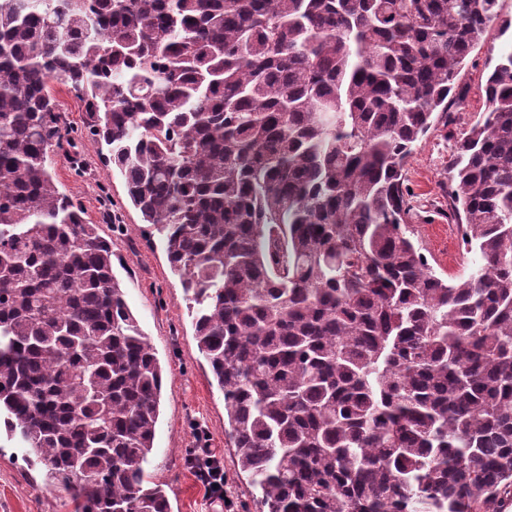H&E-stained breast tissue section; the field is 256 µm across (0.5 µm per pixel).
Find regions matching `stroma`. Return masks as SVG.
<instances>
[{"instance_id": "obj_1", "label": "stroma", "mask_w": 512, "mask_h": 512, "mask_svg": "<svg viewBox=\"0 0 512 512\" xmlns=\"http://www.w3.org/2000/svg\"><path fill=\"white\" fill-rule=\"evenodd\" d=\"M512 49V0H499L488 28L459 76L464 102L455 125L439 123L418 143L407 171L414 207L412 229L436 274L449 276L458 228L448 219V160L472 113L486 111L485 84L499 55ZM63 137L52 155L60 190L79 204L118 259L113 271L125 299L163 368V399L154 448L146 470L163 484L171 512H219L186 465L195 448L213 449L224 460V494L230 512H260L261 493L239 471L224 434V395L199 353L181 284L167 261L160 235L130 205L118 170L107 167L104 146L83 132L85 106L68 86L52 81ZM17 441L0 438V512H72L69 493L49 486L29 467Z\"/></svg>"}]
</instances>
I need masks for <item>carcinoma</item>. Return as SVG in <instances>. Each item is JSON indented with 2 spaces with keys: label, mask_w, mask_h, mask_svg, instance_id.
Returning <instances> with one entry per match:
<instances>
[{
  "label": "carcinoma",
  "mask_w": 512,
  "mask_h": 512,
  "mask_svg": "<svg viewBox=\"0 0 512 512\" xmlns=\"http://www.w3.org/2000/svg\"><path fill=\"white\" fill-rule=\"evenodd\" d=\"M497 2L0 0V423L75 512L170 504L162 368L50 171L53 80L162 237L262 512L512 499V51L448 162L469 273L406 187Z\"/></svg>",
  "instance_id": "obj_1"
}]
</instances>
